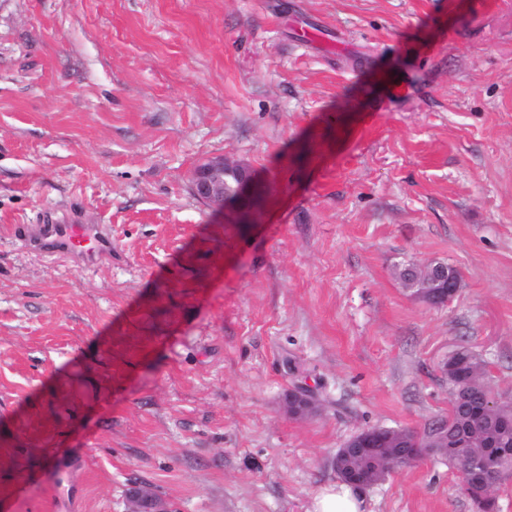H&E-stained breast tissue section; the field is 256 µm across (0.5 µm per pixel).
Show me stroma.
I'll return each instance as SVG.
<instances>
[{
	"label": "stroma",
	"mask_w": 512,
	"mask_h": 512,
	"mask_svg": "<svg viewBox=\"0 0 512 512\" xmlns=\"http://www.w3.org/2000/svg\"><path fill=\"white\" fill-rule=\"evenodd\" d=\"M216 156L247 215L194 196ZM65 212L111 255L30 250ZM433 261L440 306L397 276ZM461 346L512 399V0H0V512H308L354 434L447 418ZM417 273L422 293L435 304L447 303L458 291L459 277L444 262H431L424 266H411ZM288 413L296 417H304L312 414L317 409V400L314 392L303 383L297 384L288 393ZM131 512H167L165 504L143 486H135L129 493Z\"/></svg>",
	"instance_id": "35a3bbf8"
}]
</instances>
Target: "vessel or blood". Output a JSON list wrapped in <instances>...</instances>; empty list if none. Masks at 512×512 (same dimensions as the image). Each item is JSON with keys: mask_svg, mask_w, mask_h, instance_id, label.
Wrapping results in <instances>:
<instances>
[{"mask_svg": "<svg viewBox=\"0 0 512 512\" xmlns=\"http://www.w3.org/2000/svg\"><path fill=\"white\" fill-rule=\"evenodd\" d=\"M27 241L42 252L87 264L112 250V238L103 229L74 224L66 217L42 225L36 234L28 236Z\"/></svg>", "mask_w": 512, "mask_h": 512, "instance_id": "obj_1", "label": "vessel or blood"}]
</instances>
